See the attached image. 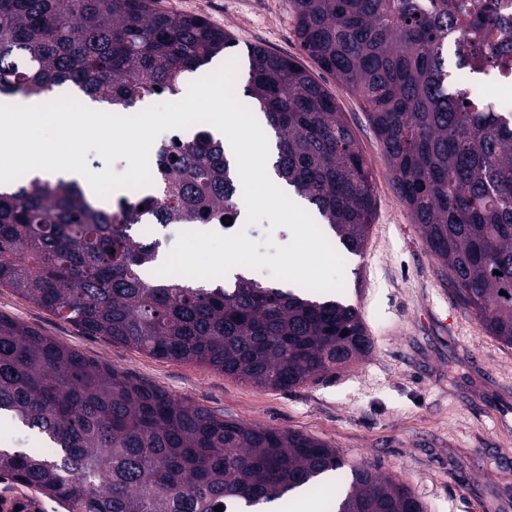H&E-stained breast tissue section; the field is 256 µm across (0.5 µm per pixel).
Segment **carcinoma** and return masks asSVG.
Returning <instances> with one entry per match:
<instances>
[{
  "mask_svg": "<svg viewBox=\"0 0 512 512\" xmlns=\"http://www.w3.org/2000/svg\"><path fill=\"white\" fill-rule=\"evenodd\" d=\"M300 48L364 102L395 190L464 304L512 346V113L457 83L509 68L512 22L499 0H289ZM235 47L199 15L152 0H0V94L45 98L74 87L127 112ZM245 96L274 133L278 180L306 201L333 242L364 249L371 175L335 95L304 68L249 49ZM161 194L112 207L77 181L27 176L0 186V287L158 358L206 365L260 388L290 390L366 356L356 308L298 285L238 275L206 285L155 274L153 224L237 221L244 202L224 140L160 149ZM502 275L494 274V271ZM507 295H502V292ZM348 335H342V332ZM57 449L54 460L0 449V468L84 512H277L338 476L332 512H425L403 482L347 462L303 434L226 420L136 382L0 316V418Z\"/></svg>",
  "mask_w": 512,
  "mask_h": 512,
  "instance_id": "1",
  "label": "carcinoma"
}]
</instances>
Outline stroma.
I'll return each instance as SVG.
<instances>
[{
	"label": "stroma",
	"mask_w": 512,
	"mask_h": 512,
	"mask_svg": "<svg viewBox=\"0 0 512 512\" xmlns=\"http://www.w3.org/2000/svg\"><path fill=\"white\" fill-rule=\"evenodd\" d=\"M204 17L237 41L235 93L249 47L262 46L313 73L294 35L288 0H155ZM336 102L371 173L376 210L368 241L344 258L341 300L358 309L370 354L331 379L288 391L261 389L211 367L159 359L0 288V315L133 379L186 397L215 415L319 439L350 463L402 479L427 512H512V346L490 336L460 302L396 195L384 148L358 97Z\"/></svg>",
	"instance_id": "35a3bbf8"
}]
</instances>
